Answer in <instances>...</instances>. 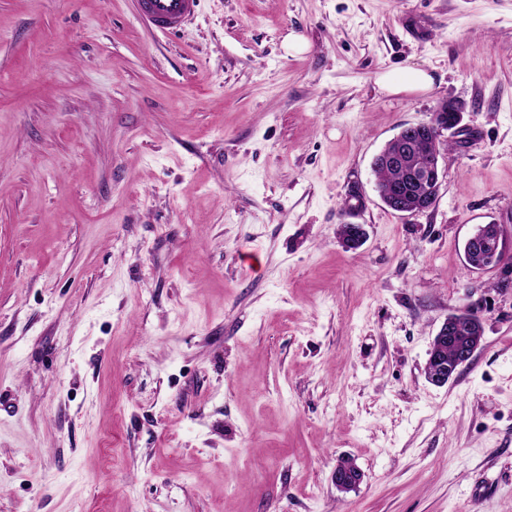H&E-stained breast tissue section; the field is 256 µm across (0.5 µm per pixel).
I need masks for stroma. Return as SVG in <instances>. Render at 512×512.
<instances>
[{"label":"stroma","instance_id":"35a3bbf8","mask_svg":"<svg viewBox=\"0 0 512 512\" xmlns=\"http://www.w3.org/2000/svg\"><path fill=\"white\" fill-rule=\"evenodd\" d=\"M409 66L431 92L379 91ZM448 100L437 202L394 212L371 161ZM481 224L512 249V0H199L172 35L0 0V512H512ZM463 309L482 344L433 385ZM504 243L500 225L490 224L488 229L483 232H476L467 239L464 248L466 260L477 270L501 267L504 269V274L508 276L507 283H511L512 265L507 260V257L511 254H509ZM488 252L494 254L495 257L501 256L502 261L491 265L478 264L477 258ZM473 313L481 325L480 328L476 327L475 335L472 338L473 342L470 341L468 344H460L458 343V337L454 336V332L456 331L455 325L456 315H458L457 313H453L448 316L439 332L434 337L432 345L428 351L426 365L427 377L433 384L440 386L447 383L448 380L457 373L460 366L468 364L472 360L476 350L481 345L484 333L483 323L477 312L474 311ZM448 346H456L458 349L456 360L455 349ZM446 348H448V352H446V357L448 356V363L445 362ZM454 361L455 364L453 367L448 366V364H451Z\"/></svg>","mask_w":512,"mask_h":512}]
</instances>
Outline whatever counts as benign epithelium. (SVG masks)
<instances>
[{
    "mask_svg": "<svg viewBox=\"0 0 512 512\" xmlns=\"http://www.w3.org/2000/svg\"><path fill=\"white\" fill-rule=\"evenodd\" d=\"M462 121V108L451 101H445L437 106L429 120L407 126L409 137L400 141L397 151L385 155V160L394 166L403 164L407 157L414 153L426 155L425 161L409 174L411 182H416L425 188L420 205L414 207L398 204L393 206L396 212L402 215H413L435 206L440 185V154L437 152L429 154V142L438 141L445 132H460ZM488 252L502 257V261L497 263V266L504 269L506 276H511L512 262L507 260L509 252L505 247L498 224H492L488 229L474 233L465 243L466 260L477 270L487 269V266L477 263V258ZM455 331L456 314L453 313L441 326L428 351L427 377L435 385L440 386L447 383L457 373L460 366L472 360L481 345L483 328L476 329L473 341L468 344L458 343V337L454 336ZM450 346L457 348V357L452 367L445 362V349ZM333 480L337 488L347 490L359 484L361 476L356 467L346 462H340L333 472Z\"/></svg>",
    "mask_w": 512,
    "mask_h": 512,
    "instance_id": "benign-epithelium-1",
    "label": "benign epithelium"
}]
</instances>
